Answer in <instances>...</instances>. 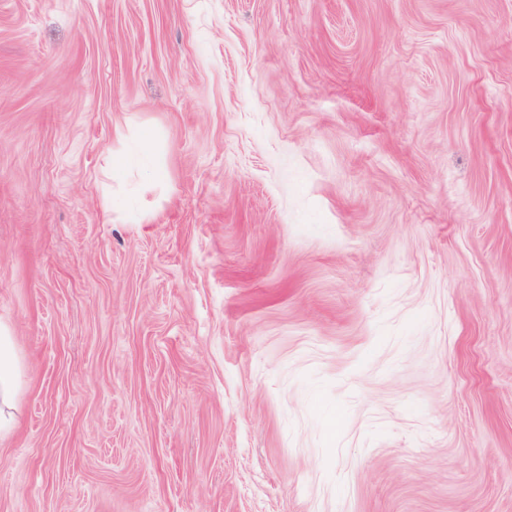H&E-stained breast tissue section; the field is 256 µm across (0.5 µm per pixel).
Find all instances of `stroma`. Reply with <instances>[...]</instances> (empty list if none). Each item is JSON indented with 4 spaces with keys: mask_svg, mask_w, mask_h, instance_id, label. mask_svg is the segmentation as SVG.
<instances>
[{
    "mask_svg": "<svg viewBox=\"0 0 512 512\" xmlns=\"http://www.w3.org/2000/svg\"><path fill=\"white\" fill-rule=\"evenodd\" d=\"M0 322V512H512V0H0ZM17 391V361L12 348V332L0 323V436L13 428Z\"/></svg>",
    "mask_w": 512,
    "mask_h": 512,
    "instance_id": "stroma-1",
    "label": "stroma"
}]
</instances>
